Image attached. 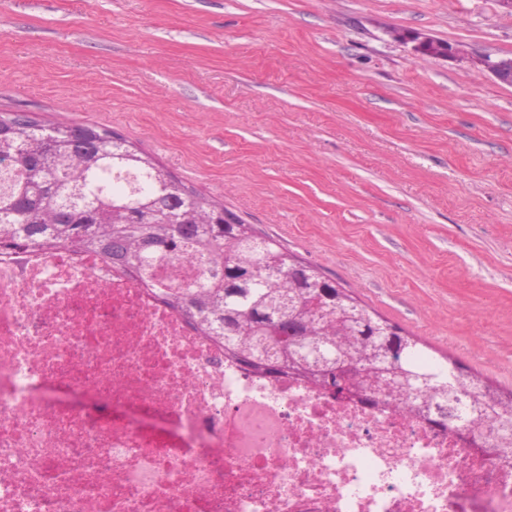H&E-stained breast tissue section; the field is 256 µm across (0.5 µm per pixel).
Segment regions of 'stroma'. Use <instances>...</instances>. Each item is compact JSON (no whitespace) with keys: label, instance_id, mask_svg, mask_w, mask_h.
I'll use <instances>...</instances> for the list:
<instances>
[{"label":"stroma","instance_id":"obj_1","mask_svg":"<svg viewBox=\"0 0 512 512\" xmlns=\"http://www.w3.org/2000/svg\"><path fill=\"white\" fill-rule=\"evenodd\" d=\"M487 55L512 57L499 0H0V112L111 128L509 391L512 86Z\"/></svg>","mask_w":512,"mask_h":512}]
</instances>
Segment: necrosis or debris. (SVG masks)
Returning <instances> with one entry per match:
<instances>
[{"mask_svg": "<svg viewBox=\"0 0 512 512\" xmlns=\"http://www.w3.org/2000/svg\"><path fill=\"white\" fill-rule=\"evenodd\" d=\"M202 274L0 240V512H512L468 409L252 371L166 302Z\"/></svg>", "mask_w": 512, "mask_h": 512, "instance_id": "1", "label": "necrosis or debris"}]
</instances>
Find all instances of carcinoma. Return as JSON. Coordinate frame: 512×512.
Here are the masks:
<instances>
[{"label": "carcinoma", "mask_w": 512, "mask_h": 512, "mask_svg": "<svg viewBox=\"0 0 512 512\" xmlns=\"http://www.w3.org/2000/svg\"><path fill=\"white\" fill-rule=\"evenodd\" d=\"M115 140L123 137L105 126L1 112L0 236L101 252L147 276L177 255L202 264L203 279L172 289L169 303L259 373H288L337 396L378 394L381 377L368 365L383 334L390 367L408 373L383 394L402 414H433L445 426L465 403L491 434L512 417V391L449 356L429 361L417 337ZM185 240L191 249L180 253ZM338 304L360 316L357 333L342 329Z\"/></svg>", "instance_id": "1"}]
</instances>
